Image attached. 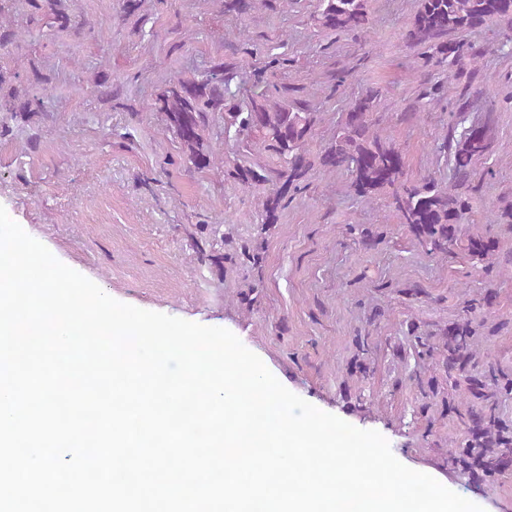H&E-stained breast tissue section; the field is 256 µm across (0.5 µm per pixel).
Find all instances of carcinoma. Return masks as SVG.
<instances>
[{
    "label": "carcinoma",
    "instance_id": "cac0c4a2",
    "mask_svg": "<svg viewBox=\"0 0 512 512\" xmlns=\"http://www.w3.org/2000/svg\"><path fill=\"white\" fill-rule=\"evenodd\" d=\"M6 0H0V47L22 41V30L3 19ZM27 23H41L59 31H85L72 19L66 0H24ZM265 6V0H224V12L248 15ZM512 17V0H416V9L406 33L407 42L420 50L421 67L436 69L437 91L457 80L461 69L477 63L480 53L458 38V34ZM311 23L322 32L343 34L363 31L369 25L368 0H316ZM287 67L288 58H259L253 70L257 84L268 83V75ZM238 78L237 68L215 62L198 77L175 76L156 95L155 109L163 115L166 130L180 145V165L188 171L213 167L217 153L206 135L210 117L224 115L225 129H234L238 153L260 147L273 165H234L225 174L264 193L255 225L262 235L279 221L280 212L303 189L302 183L315 166L336 169L349 176V191L357 199L390 198L398 223L426 254L446 259L460 253L471 268L485 276L493 273V257L501 251L500 240L486 232L459 235L457 224L472 208L471 197L460 188L475 176V165L491 147L488 124H466L465 107L448 124V134L436 144V152L449 160L451 176L443 186L432 176L418 181L407 177L401 150L376 130L381 91L366 88L352 97L339 112L334 134L316 157L307 146L321 121V113L298 90L273 86L244 106L226 107L224 92ZM20 74L0 66V119L32 125L45 112V97L19 83ZM346 233L374 247L383 235L361 224H348ZM479 299L465 301L463 314L440 329V335L408 330L407 349L400 360H429L443 371L442 379L411 377L417 392L419 413L432 420L448 413L463 427L461 437L450 448V461L464 475L481 471L495 483L511 474L512 419L504 417L501 402L512 398V374L499 369L478 370L482 359L479 328L484 322L477 311ZM445 382L448 387L440 386Z\"/></svg>",
    "mask_w": 512,
    "mask_h": 512
}]
</instances>
